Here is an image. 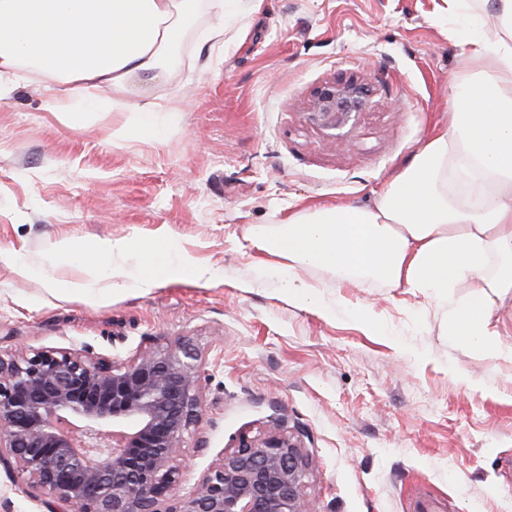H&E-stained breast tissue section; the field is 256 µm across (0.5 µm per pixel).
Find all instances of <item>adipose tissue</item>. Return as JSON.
<instances>
[{
    "instance_id": "1",
    "label": "adipose tissue",
    "mask_w": 512,
    "mask_h": 512,
    "mask_svg": "<svg viewBox=\"0 0 512 512\" xmlns=\"http://www.w3.org/2000/svg\"><path fill=\"white\" fill-rule=\"evenodd\" d=\"M200 0H0V98L7 78L48 75L52 104L67 113L110 112L111 91L140 78L162 79L165 63L196 19ZM494 26L464 42L468 77L451 86V122L428 138L411 163L367 206H318L258 224L251 237L277 257L270 274L286 277L299 304L330 314L295 271L314 266L341 279L414 288L452 302L451 334L492 357L512 358L491 323L496 301L512 294V0H481ZM123 242L86 247L87 279L52 281L51 291L91 298V284ZM136 280L191 271L188 257L164 243L146 250ZM464 295L449 300L453 288Z\"/></svg>"
}]
</instances>
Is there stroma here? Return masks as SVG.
<instances>
[{
    "mask_svg": "<svg viewBox=\"0 0 512 512\" xmlns=\"http://www.w3.org/2000/svg\"><path fill=\"white\" fill-rule=\"evenodd\" d=\"M238 5L242 27L221 43L203 0L165 77L113 93L120 111L66 118L30 73L0 100V352L194 344L208 365L185 491L240 432L281 421L307 437L320 512H512V359L458 342L447 308L415 289L299 269L335 308L322 316L259 277L266 255L249 240L291 210L370 204L448 124L469 28L446 0ZM349 77L373 93L331 137L312 92ZM148 101L166 106L156 136L132 123ZM157 239L208 281L136 288ZM113 240L128 248L100 300L50 293L51 279H83L85 243Z\"/></svg>",
    "mask_w": 512,
    "mask_h": 512,
    "instance_id": "obj_1",
    "label": "stroma"
}]
</instances>
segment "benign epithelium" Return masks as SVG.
I'll use <instances>...</instances> for the list:
<instances>
[{
    "instance_id": "1",
    "label": "benign epithelium",
    "mask_w": 512,
    "mask_h": 512,
    "mask_svg": "<svg viewBox=\"0 0 512 512\" xmlns=\"http://www.w3.org/2000/svg\"><path fill=\"white\" fill-rule=\"evenodd\" d=\"M368 97L356 82L334 81L313 92L312 111L334 130ZM205 366L184 340L128 359L0 353V463L21 475V492L73 512H313L304 434L281 423L239 433L181 491Z\"/></svg>"
}]
</instances>
